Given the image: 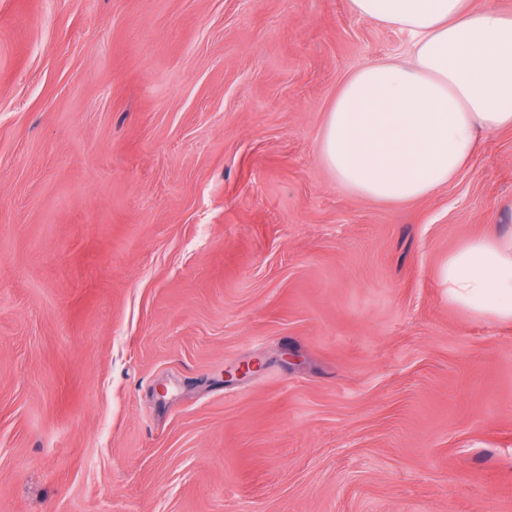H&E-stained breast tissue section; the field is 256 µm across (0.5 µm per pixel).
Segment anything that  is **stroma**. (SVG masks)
I'll list each match as a JSON object with an SVG mask.
<instances>
[{
  "label": "stroma",
  "instance_id": "1",
  "mask_svg": "<svg viewBox=\"0 0 512 512\" xmlns=\"http://www.w3.org/2000/svg\"><path fill=\"white\" fill-rule=\"evenodd\" d=\"M348 0H0V512H512V129L395 204L318 144ZM441 280L452 303L512 323V229L491 226L451 253Z\"/></svg>",
  "mask_w": 512,
  "mask_h": 512
}]
</instances>
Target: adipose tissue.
Returning <instances> with one entry per match:
<instances>
[{
	"instance_id": "ef3b65f1",
	"label": "adipose tissue",
	"mask_w": 512,
	"mask_h": 512,
	"mask_svg": "<svg viewBox=\"0 0 512 512\" xmlns=\"http://www.w3.org/2000/svg\"><path fill=\"white\" fill-rule=\"evenodd\" d=\"M351 13L407 33L409 60L385 58L342 85L319 142L337 183L406 203L448 184L484 136L512 128V18L487 0H348ZM452 303L512 323V229L489 227L451 253Z\"/></svg>"
}]
</instances>
